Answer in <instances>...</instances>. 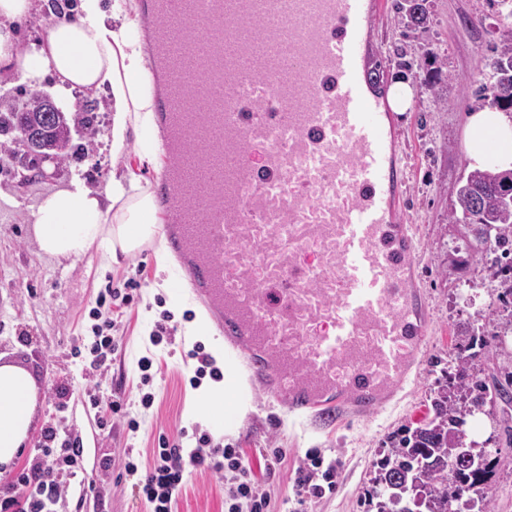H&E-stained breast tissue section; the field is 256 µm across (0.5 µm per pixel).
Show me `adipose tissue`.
<instances>
[{"label":"adipose tissue","mask_w":512,"mask_h":512,"mask_svg":"<svg viewBox=\"0 0 512 512\" xmlns=\"http://www.w3.org/2000/svg\"><path fill=\"white\" fill-rule=\"evenodd\" d=\"M32 0H0V72L10 81L39 83L48 74L61 85L110 91L112 151L124 147L128 125L146 136L143 150L154 154L160 144L155 136L154 108L145 84V56L133 34L134 22L119 25L107 21L104 0H81L76 20H60L49 27L39 43L18 50L15 25L27 17ZM468 157L480 170H512V118L487 106L467 117ZM112 208L102 210L92 191L60 190L46 196L32 213L40 249L51 256L83 254L102 241L109 255L133 254L159 238L157 206L139 181L113 180ZM211 417L222 407L239 415L252 408L250 390L238 371L225 370L224 383L208 395ZM36 390L25 369L0 364V464L10 463L25 440L35 417Z\"/></svg>","instance_id":"obj_1"}]
</instances>
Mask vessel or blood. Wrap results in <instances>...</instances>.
<instances>
[{
  "label": "vessel or blood",
  "mask_w": 512,
  "mask_h": 512,
  "mask_svg": "<svg viewBox=\"0 0 512 512\" xmlns=\"http://www.w3.org/2000/svg\"><path fill=\"white\" fill-rule=\"evenodd\" d=\"M382 0H144L162 231L288 414L368 418L422 352L425 301L386 90Z\"/></svg>",
  "instance_id": "b4317fda"
}]
</instances>
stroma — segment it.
Masks as SVG:
<instances>
[{
    "label": "stroma",
    "mask_w": 512,
    "mask_h": 512,
    "mask_svg": "<svg viewBox=\"0 0 512 512\" xmlns=\"http://www.w3.org/2000/svg\"><path fill=\"white\" fill-rule=\"evenodd\" d=\"M431 22L425 32L402 38L394 0H385V17L370 43L383 61L381 80H403L414 89L408 111L400 113L396 141L408 194L406 221L415 238V276L427 307V338L418 364L403 388L371 419L341 416L329 426L284 416L273 399L252 382L251 411L233 435L214 428L203 394L212 376L196 377L197 348L223 367L222 343L199 329L203 303L192 293L170 292L160 250L144 256H108L102 244L84 254L55 258L44 254L34 237L32 212L48 193L75 181L105 192L113 177L135 174L150 186L164 165L141 155L140 133L128 127L120 154L112 152L110 93L80 88L61 92L46 76L41 90L64 107L98 101L101 123L94 147L57 169L51 181L25 184L20 174L0 176V360L21 366L33 376L37 405L32 430L13 468L45 445L64 447L80 439L83 461L65 495L45 512H149L124 470L127 451L141 465L152 460L159 438L185 448L201 435L239 448L246 464L271 499L272 512H376L368 491L374 472L390 451V437L421 419L429 397L448 369L456 336L475 325L478 316L498 318L503 307L487 286V273L467 245V226L452 224L448 213L456 192L471 170L465 139L462 95L487 82L498 14L487 0H429ZM406 48L410 69L399 67L398 48ZM437 79L434 98L425 78ZM137 281L133 300L112 331L115 349L105 366L91 364L87 345L93 339L89 311L106 287ZM171 317L172 338L155 342L162 314ZM152 359L161 370L144 381L140 364ZM123 392V410L110 415L103 407L111 392ZM154 402L143 407L144 393ZM471 438L487 443L496 460L489 480L492 512H512V404L487 407ZM336 465L335 488L323 497L298 500L295 479L310 454ZM280 464H273V457ZM233 472L191 471L173 512H224V490Z\"/></svg>",
    "instance_id": "1"
}]
</instances>
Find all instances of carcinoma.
<instances>
[{"label": "carcinoma", "instance_id": "1", "mask_svg": "<svg viewBox=\"0 0 512 512\" xmlns=\"http://www.w3.org/2000/svg\"><path fill=\"white\" fill-rule=\"evenodd\" d=\"M396 10L406 31L427 28V0H398ZM490 68L492 82L475 90V96L511 111L512 24L496 29ZM42 97L41 91L30 92L18 107L0 112V150L10 153L26 172L38 169L47 158L60 167L89 150L88 142L73 143L72 132L92 136L99 125L96 101H78L50 118L37 108ZM449 219L466 224L473 236L469 248L493 271L497 251L512 247V170L470 172ZM510 332L512 318L492 330L482 325L468 342L454 345V373L430 398L426 416L393 443L391 456L377 470V512H451L452 503L462 497L477 512H489L485 478L490 460L484 449L468 446L464 426L487 404L512 397V371L480 377L482 366Z\"/></svg>", "mask_w": 512, "mask_h": 512}]
</instances>
